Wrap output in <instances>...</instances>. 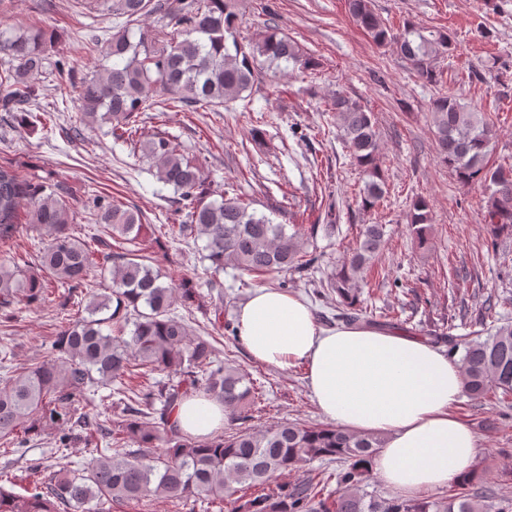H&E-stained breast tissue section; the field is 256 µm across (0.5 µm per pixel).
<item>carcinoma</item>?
<instances>
[{"label": "carcinoma", "instance_id": "obj_1", "mask_svg": "<svg viewBox=\"0 0 512 512\" xmlns=\"http://www.w3.org/2000/svg\"><path fill=\"white\" fill-rule=\"evenodd\" d=\"M97 5L121 23L110 36H94L91 49L107 65L81 82V116L111 124V134L155 162L157 179L173 188L185 211L179 231L185 240L205 239L201 261L209 262L207 297L214 324L236 333L224 320V289L217 276L230 266L264 278L310 269L314 258L298 232L249 209L238 196L210 199L201 169L181 145L156 134L138 135L141 114L178 104L210 112L243 100L263 78L261 56L274 70L293 64L312 70L317 62L279 31L270 29L249 45L238 41L230 0H77ZM352 20L383 46L396 45L401 57L427 83L440 74L439 60L456 49L440 31L406 23L394 30L375 13L372 0H347ZM157 13L173 21L152 33L135 30L141 18ZM54 35L44 29L0 27V54L8 69L0 75V111L21 112L30 123L34 80L48 60ZM326 111L336 113L339 137L365 175L358 206L370 210L385 195L378 164L379 133L374 113L359 100L338 92ZM432 124L441 164L462 183H477L485 197L484 222L493 239L512 238V165H491L497 130L494 122L455 97L433 100ZM96 233L86 239L71 227L74 211L62 193L41 180H23L0 165V245L10 242L18 225L46 231L36 254L40 273L28 271V256L13 253L0 261V314L8 321L14 307L40 305L59 288L62 322L44 359L18 365L0 349V440L18 448L49 424L63 426L55 447L30 465L35 480L18 495L0 484V512H100L150 497L204 501L211 512H512L486 503L487 490L476 468L448 491L429 497L380 498L362 487L372 461L383 448L380 434L356 433L330 425L283 421L264 429L245 428L200 439L171 423L184 399H216L238 420L263 399V390L238 369L218 359L208 336H196L177 305L200 296L190 280L175 288L131 250L114 251L112 242L132 243L141 235L142 214L134 207L92 200ZM419 244L432 224L429 201L412 199L406 215ZM384 225L367 224L350 256L328 278L336 296L335 318L347 326L375 324L368 318L359 281L373 267L384 243ZM109 273L111 284L90 290L93 269ZM448 346V358L463 351L464 393L481 401L512 399V324L505 322L481 339L453 334L433 336ZM166 378L160 379L158 375ZM107 394H101L102 390ZM109 400L117 412L85 411L77 397ZM79 441L91 446L77 467L63 462L64 451ZM336 460L329 476L305 466ZM297 473L292 482L280 477ZM336 488L329 490L331 480Z\"/></svg>", "mask_w": 512, "mask_h": 512}]
</instances>
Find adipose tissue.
<instances>
[{"label": "adipose tissue", "mask_w": 512, "mask_h": 512, "mask_svg": "<svg viewBox=\"0 0 512 512\" xmlns=\"http://www.w3.org/2000/svg\"><path fill=\"white\" fill-rule=\"evenodd\" d=\"M238 336L259 362L308 367L310 390L337 425L384 436L374 468L403 495L455 481L472 464L477 439L452 412L460 369L423 340L397 331L317 327L303 299L257 289L243 305ZM224 406L191 398L172 413L183 432L205 437L224 425Z\"/></svg>", "instance_id": "obj_1"}]
</instances>
